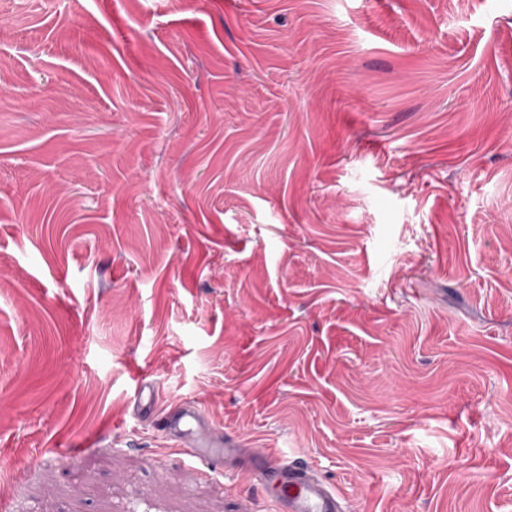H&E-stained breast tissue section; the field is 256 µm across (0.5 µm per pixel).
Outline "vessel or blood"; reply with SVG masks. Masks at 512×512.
I'll use <instances>...</instances> for the list:
<instances>
[{"mask_svg":"<svg viewBox=\"0 0 512 512\" xmlns=\"http://www.w3.org/2000/svg\"><path fill=\"white\" fill-rule=\"evenodd\" d=\"M156 396L154 385L139 382L135 410L144 416L151 415ZM159 423L188 454L199 460H230L240 453L238 443L223 436L196 405L172 404ZM246 476L249 481L278 488L275 512H349L347 498L327 484L310 464L298 459L262 452L256 454Z\"/></svg>","mask_w":512,"mask_h":512,"instance_id":"obj_1","label":"vessel or blood"}]
</instances>
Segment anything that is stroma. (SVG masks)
<instances>
[{"label": "stroma", "mask_w": 512, "mask_h": 512, "mask_svg": "<svg viewBox=\"0 0 512 512\" xmlns=\"http://www.w3.org/2000/svg\"><path fill=\"white\" fill-rule=\"evenodd\" d=\"M265 449L512 512V0H0L5 512H272ZM157 391L154 385L142 379L138 382L135 393V410L143 415L150 416L156 401ZM158 421L171 438L199 460L217 461L224 456L226 464L244 451L236 441L223 436L194 404H172Z\"/></svg>", "instance_id": "obj_1"}]
</instances>
